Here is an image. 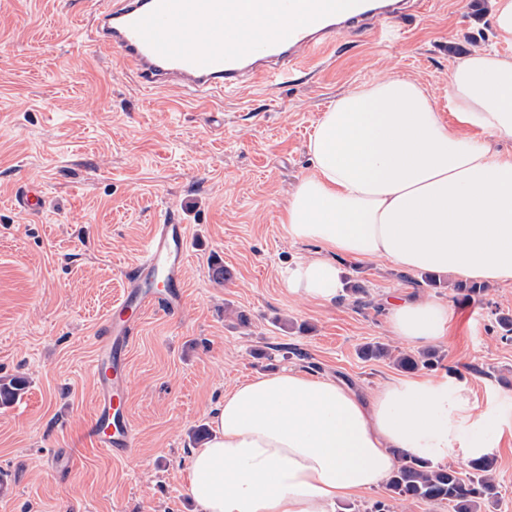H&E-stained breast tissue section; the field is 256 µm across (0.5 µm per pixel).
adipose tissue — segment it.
Segmentation results:
<instances>
[{"label": "adipose tissue", "instance_id": "ef3b65f1", "mask_svg": "<svg viewBox=\"0 0 512 512\" xmlns=\"http://www.w3.org/2000/svg\"><path fill=\"white\" fill-rule=\"evenodd\" d=\"M498 48L460 57L449 77L454 123L423 86L390 75L340 94L308 142L312 170L288 191L282 224L314 252L289 267L288 293L334 303L337 257L384 259L488 286L512 284V0H492ZM450 313L416 297L388 305V329L416 348L444 341ZM463 383L411 377L360 397L335 380L288 369L236 384L188 462L199 512H335L377 488L400 453L439 462L491 450L489 423Z\"/></svg>", "mask_w": 512, "mask_h": 512}]
</instances>
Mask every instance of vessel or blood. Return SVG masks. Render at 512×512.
Segmentation results:
<instances>
[{"label": "vessel or blood", "instance_id": "vessel-or-blood-1", "mask_svg": "<svg viewBox=\"0 0 512 512\" xmlns=\"http://www.w3.org/2000/svg\"><path fill=\"white\" fill-rule=\"evenodd\" d=\"M411 0H100L89 39L117 57L146 89L203 94L286 83L290 70L325 53L337 33L373 31L374 21L399 19ZM281 22L261 37L231 22L241 13ZM302 15V23L291 15ZM187 225H155L139 259L122 273V292L95 338L91 375L97 387L88 436L119 459L131 458L136 440L126 394V353L149 310L178 315L184 303Z\"/></svg>", "mask_w": 512, "mask_h": 512}]
</instances>
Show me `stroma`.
<instances>
[{
    "mask_svg": "<svg viewBox=\"0 0 512 512\" xmlns=\"http://www.w3.org/2000/svg\"><path fill=\"white\" fill-rule=\"evenodd\" d=\"M94 0H0V376L27 386L0 407V469L14 491L0 512H197L187 492L192 433L242 379L288 368L336 379L361 395L401 377L364 345L400 348L387 305L431 296L447 304L449 337L436 377L464 382L478 406L512 414V285L463 303L455 278L427 287L387 260L344 259L342 296L319 305L289 296L283 274L309 251L280 217L310 168L309 135L343 91L391 74L419 81L446 123L454 62L492 44L490 0H428L396 38L337 35L287 83L233 94L147 91L88 33ZM32 181L37 212L17 197ZM187 225L182 312L148 311L127 356L138 447L132 459L91 446L94 337L121 290L120 270L152 225ZM226 277L216 280L213 265ZM502 498L512 512V433L489 425ZM72 457L53 473L57 452ZM451 512L447 503L392 499L386 487L336 512Z\"/></svg>",
    "mask_w": 512,
    "mask_h": 512,
    "instance_id": "35a3bbf8",
    "label": "stroma"
}]
</instances>
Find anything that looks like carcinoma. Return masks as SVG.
Masks as SVG:
<instances>
[{"label":"carcinoma","mask_w":512,"mask_h":512,"mask_svg":"<svg viewBox=\"0 0 512 512\" xmlns=\"http://www.w3.org/2000/svg\"><path fill=\"white\" fill-rule=\"evenodd\" d=\"M440 357L431 350L402 353L394 361L404 372L421 368L431 369ZM26 388L22 376H0V406L12 404ZM390 497L398 500L420 499L448 503L453 512H479L487 503L494 502L498 484L494 477L493 459L483 456L469 462V472L462 475L450 466H432L406 454L400 458L397 469L386 481Z\"/></svg>","instance_id":"cac0c4a2"}]
</instances>
